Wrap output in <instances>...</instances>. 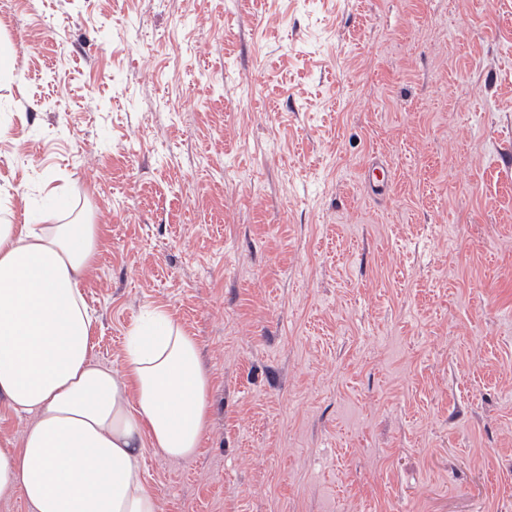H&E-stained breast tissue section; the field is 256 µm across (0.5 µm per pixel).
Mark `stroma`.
I'll return each instance as SVG.
<instances>
[{"instance_id": "35a3bbf8", "label": "stroma", "mask_w": 512, "mask_h": 512, "mask_svg": "<svg viewBox=\"0 0 512 512\" xmlns=\"http://www.w3.org/2000/svg\"><path fill=\"white\" fill-rule=\"evenodd\" d=\"M0 41V219L98 224L99 363L157 306L198 340L161 512H512V0H13ZM392 180V171L388 165L381 161H372L368 169V175L365 178L370 191L373 195L385 191Z\"/></svg>"}]
</instances>
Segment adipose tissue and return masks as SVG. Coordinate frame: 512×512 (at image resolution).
<instances>
[{
  "instance_id": "1",
  "label": "adipose tissue",
  "mask_w": 512,
  "mask_h": 512,
  "mask_svg": "<svg viewBox=\"0 0 512 512\" xmlns=\"http://www.w3.org/2000/svg\"><path fill=\"white\" fill-rule=\"evenodd\" d=\"M94 224H0V406L24 419L0 442V500L27 512H160L141 472L145 447L196 455L210 423V378L196 339L154 309L120 367L91 355L97 324L81 290Z\"/></svg>"
}]
</instances>
